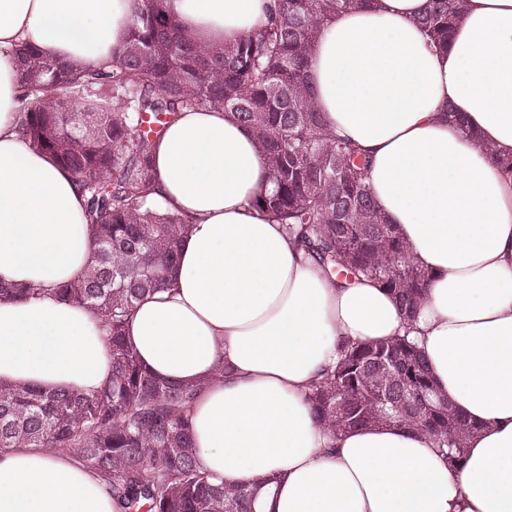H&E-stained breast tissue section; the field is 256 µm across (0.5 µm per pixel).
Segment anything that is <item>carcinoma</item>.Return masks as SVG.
I'll use <instances>...</instances> for the list:
<instances>
[{
    "instance_id": "obj_1",
    "label": "carcinoma",
    "mask_w": 512,
    "mask_h": 512,
    "mask_svg": "<svg viewBox=\"0 0 512 512\" xmlns=\"http://www.w3.org/2000/svg\"><path fill=\"white\" fill-rule=\"evenodd\" d=\"M364 2L277 0L267 24L205 48L165 0H142L106 66L20 49L23 135L75 180L92 228L86 273L55 295L91 310L107 331L112 377L91 394L0 384V452L73 451L108 482L119 512H255L263 483L217 484L198 463L188 412L205 382L157 377L126 336L137 304L166 284L188 231L151 198L153 142L177 112L214 105L234 113L253 131L275 186L253 206L325 272L376 282L414 317L432 276L372 204L367 154L326 131L307 92V59L323 21ZM430 2L418 23L443 49L465 0ZM64 99L81 106L66 110ZM308 401L321 426L403 421L454 461L477 430L437 393L425 355L406 336L344 347Z\"/></svg>"
}]
</instances>
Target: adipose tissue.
<instances>
[{
    "label": "adipose tissue",
    "mask_w": 512,
    "mask_h": 512,
    "mask_svg": "<svg viewBox=\"0 0 512 512\" xmlns=\"http://www.w3.org/2000/svg\"><path fill=\"white\" fill-rule=\"evenodd\" d=\"M275 0H166L205 47L266 24ZM429 0H373L323 23L309 54L330 133L368 155V184L433 276L414 324L368 280L340 285L253 207L271 192L253 132L217 107L175 113L153 146V199L186 219L170 285L127 337L159 378L206 389L189 419L203 470L266 481L256 512H512V0H468L446 49ZM138 0H0V382L105 386L107 336L51 295L91 256L72 177L24 140L19 50L102 65ZM412 329L453 410L478 424L461 462L397 421L332 434L308 393L340 349ZM0 512H118L104 478L63 448L0 452Z\"/></svg>",
    "instance_id": "adipose-tissue-1"
}]
</instances>
